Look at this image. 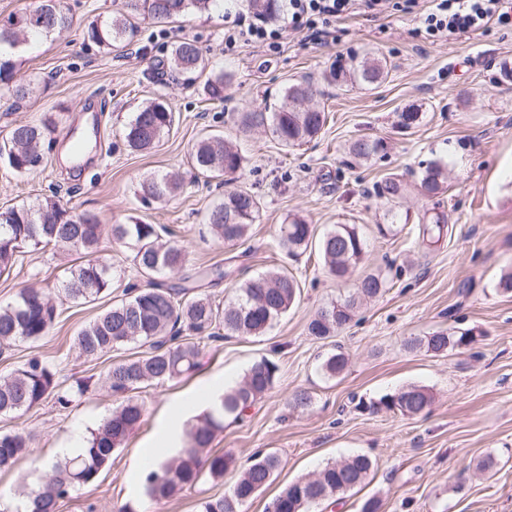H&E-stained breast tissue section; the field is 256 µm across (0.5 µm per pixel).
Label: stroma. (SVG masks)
I'll list each match as a JSON object with an SVG mask.
<instances>
[{"label": "stroma", "mask_w": 512, "mask_h": 512, "mask_svg": "<svg viewBox=\"0 0 512 512\" xmlns=\"http://www.w3.org/2000/svg\"><path fill=\"white\" fill-rule=\"evenodd\" d=\"M119 2L65 0L68 29L22 43L10 82H0V137L18 124L47 118L55 123L33 173L20 176L0 164V209L49 198L71 212L96 214L114 272L110 296L88 304L65 302L37 347L18 342L0 348V374L35 356L64 386L91 380L68 408L49 400L22 415L0 416V432L29 437L34 450L13 469L0 471V512H22L21 491L37 485L41 462L54 460L74 428L91 434L121 403L103 383L111 357L79 359L73 339L124 289L145 287L130 250L111 236L113 225L135 218L170 228L192 266L221 264L225 277L209 288L217 302L230 301L242 282L268 272L293 275L300 293L264 334L204 341L193 374L141 389L140 425L97 482L74 490L60 512H117L125 505L133 512H199L201 501L227 494L235 480L230 473L202 480L168 501H153L139 484L137 450L155 438L172 399L190 392L207 404L206 383L224 373L242 380L263 357L279 366L273 388L242 419L226 421L213 442L242 463L259 451L282 461L270 485L243 512H266L293 481L357 453L374 462L365 482L312 512H360L369 498L379 500V512H512V293L500 286L512 272V83L499 74L503 61L512 62V25L493 21L483 31L432 43L417 34L412 16L356 13L339 19L323 40L293 34L275 51L245 45L228 54L224 29L247 4L224 0L223 9L191 11L165 23L136 20L128 39L109 49L87 41L88 24L106 18ZM185 39L195 41L209 66L230 74L223 101L209 100L205 76L187 82L161 73L163 60ZM369 52L387 60L389 75L381 84L340 88L324 80L336 58ZM301 80L313 88V106L328 115L317 138L286 148L266 127L239 131L238 113L266 111ZM17 86L29 88V95L16 96ZM157 98L175 114L173 132L151 152L129 150L126 124ZM414 108L422 121L402 128V112ZM84 131L96 147L81 161L63 162L67 136ZM206 133L232 139L244 154V167L231 183L205 178L191 167L189 149ZM364 133L385 139L387 149L358 163L348 146ZM438 160L448 166V184L433 200L414 185ZM152 174L179 176L181 193L165 203L142 204L137 185ZM389 175L410 187L402 204L410 221L385 237L378 227L390 219L374 186ZM228 187L247 190L262 204L245 243L235 247L225 246L206 223ZM435 207L447 214L449 232L429 247L417 218ZM295 217L319 236L339 224L359 227L366 254L346 280L330 276L314 251L279 249L280 226ZM72 261L67 253L20 257L10 275L0 278V306L22 287L42 286L45 276L61 274ZM371 271L385 276L384 294L363 303L334 337L309 336L307 323L315 312L352 294ZM453 326L480 334L442 356L405 346L410 338ZM337 351L348 365L330 377L322 363ZM412 386L431 395L425 413L372 409L382 396ZM300 391L309 393L311 403L292 408ZM483 461L488 470H479Z\"/></svg>", "instance_id": "1"}]
</instances>
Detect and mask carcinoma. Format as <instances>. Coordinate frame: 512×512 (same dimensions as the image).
<instances>
[{
	"label": "carcinoma",
	"instance_id": "1",
	"mask_svg": "<svg viewBox=\"0 0 512 512\" xmlns=\"http://www.w3.org/2000/svg\"><path fill=\"white\" fill-rule=\"evenodd\" d=\"M215 0H121L117 11L106 20L93 23L88 37L107 49L128 36L130 19L143 18L159 23L192 10L209 7ZM24 19V32L0 26V82L12 78L15 62L9 57L26 39L38 34L50 36L70 25L63 0H41L37 6L19 13ZM168 69L187 80L206 69L199 48L191 40L175 45L167 59ZM387 62L377 54L362 60L355 58L347 65L330 66L329 77L343 87L356 83L374 84L386 79ZM207 94L224 99V72L213 71L205 83ZM312 95L309 83H294L285 89L284 102L269 112H243L238 123L241 131L269 126L272 135L284 147L300 145L315 138L322 130L325 113L308 105ZM174 112L164 102L154 100L134 113L124 128L125 141L133 151L146 152L159 146L173 129ZM53 122L19 124L0 143V159L18 174H29L35 166L31 160L40 156L39 148ZM385 150L379 138L362 134L349 145L351 156L368 160ZM192 167L208 178L234 174L243 167L244 156L237 145L220 134H206L192 146ZM447 183V166L434 162L426 167L420 180L422 195L433 198L442 193ZM181 181L172 175H153L138 183L140 199L145 203L162 201L176 195ZM376 194L388 206L392 217H399L397 207L403 195L402 182L394 177L376 184ZM260 201L250 192L229 190L224 200L207 216L217 238L229 246L242 244L259 217ZM419 233L428 246L437 245L448 230V220L434 211L419 219ZM166 228L133 220L129 224L112 225V238L131 250L132 262L149 279L145 288H128L124 297L100 313L76 336L80 354L96 359L122 347L144 348L111 363L105 384L123 397L122 403L91 435L84 452L46 465L44 481L25 494L23 512H59L61 503L72 491L96 482L99 473L123 446L129 434L140 424L144 408L136 393L149 382L179 379L199 366L201 340L226 336L257 335L271 327L295 303L299 285L287 273L262 274L243 282L236 297L221 305L201 291L205 283L220 281L225 273L217 263L195 267L182 278L178 287L155 280V276L183 269L188 263L186 251L176 244L162 243ZM102 228L97 215L70 213L52 199L37 205H22L0 213V276L10 273L19 256L52 247L77 255V263L65 270L60 293L52 295L48 288L23 287L15 301L0 308V343L33 344L47 336L60 316L62 299L90 303L110 294L112 267L102 258ZM317 243L328 273L343 279L349 269L365 255V242L354 224H340L314 236V230L300 218L280 227L278 245L294 252ZM385 288L376 274L364 276L356 292L317 310L307 325L308 334L324 339L335 335L355 316L357 300L374 298ZM475 329L437 331L429 336L406 342L410 350L423 349L440 356L450 349L472 342ZM348 359L342 353L328 357L322 365L326 374L334 376L345 370ZM278 365L262 358L254 362L242 382L224 392L219 402L198 416L189 432L188 444L175 459L143 475L147 494L156 501L168 500L203 478H224L229 470L237 471L230 493L200 502V512H242L247 502L258 496L271 482L281 465L273 454H258L243 466L236 459L212 448L217 433L224 430L227 418L240 419L245 412L273 387ZM90 380L76 386L63 387L56 372L37 358L29 359L11 373L0 375V415L28 412L47 398H54L62 408L68 407L75 395L87 392ZM431 397L421 387H410L394 395H386L370 408L383 407L404 416L424 412ZM33 449L28 437L16 433H0V470H9L17 461L30 456ZM373 462L367 455H356L326 464L312 477L300 478L282 490L268 504L266 512H308L322 501L343 496L361 485Z\"/></svg>",
	"mask_w": 512,
	"mask_h": 512
}]
</instances>
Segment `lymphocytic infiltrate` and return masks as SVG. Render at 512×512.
Here are the masks:
<instances>
[{
	"label": "lymphocytic infiltrate",
	"mask_w": 512,
	"mask_h": 512,
	"mask_svg": "<svg viewBox=\"0 0 512 512\" xmlns=\"http://www.w3.org/2000/svg\"><path fill=\"white\" fill-rule=\"evenodd\" d=\"M417 4L418 0H288L287 14L278 26L236 18L224 31V49L229 52L241 44L274 48L290 33L325 37L342 17L356 12L378 15L389 5L415 16L419 35L430 41L475 33L493 20L512 25V0H431L424 12L418 11Z\"/></svg>",
	"instance_id": "1"
}]
</instances>
